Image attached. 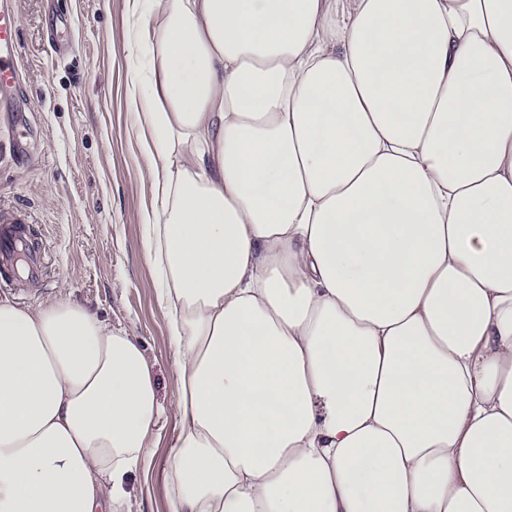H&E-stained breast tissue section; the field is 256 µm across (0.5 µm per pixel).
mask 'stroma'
<instances>
[{
    "instance_id": "35a3bbf8",
    "label": "stroma",
    "mask_w": 512,
    "mask_h": 512,
    "mask_svg": "<svg viewBox=\"0 0 512 512\" xmlns=\"http://www.w3.org/2000/svg\"><path fill=\"white\" fill-rule=\"evenodd\" d=\"M14 2L22 88L13 116L25 157H0V226L22 221L44 273L35 282H0V294L27 305L65 296L124 328L145 352L159 402L169 406L175 361L143 254L151 194L140 180L145 148L128 106L126 0ZM173 437L167 414L130 480L129 512H166L159 472Z\"/></svg>"
}]
</instances>
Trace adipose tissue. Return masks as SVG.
Returning a JSON list of instances; mask_svg holds the SVG:
<instances>
[{
  "instance_id": "adipose-tissue-1",
  "label": "adipose tissue",
  "mask_w": 512,
  "mask_h": 512,
  "mask_svg": "<svg viewBox=\"0 0 512 512\" xmlns=\"http://www.w3.org/2000/svg\"><path fill=\"white\" fill-rule=\"evenodd\" d=\"M177 379L0 295V512H512V0H128ZM174 429V419L168 412L150 434L149 455L139 472L130 480L135 493L128 507L124 509L125 512H166L159 472L167 460Z\"/></svg>"
}]
</instances>
